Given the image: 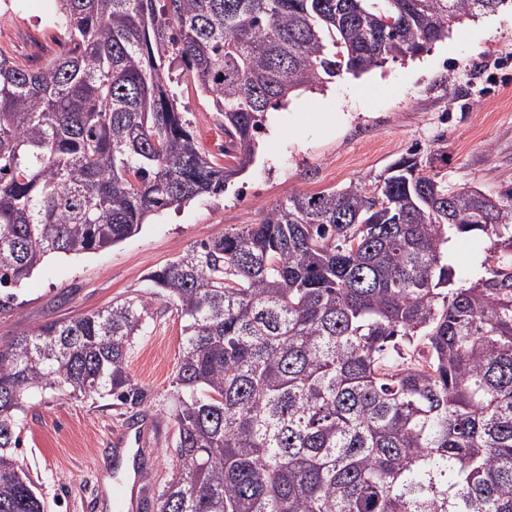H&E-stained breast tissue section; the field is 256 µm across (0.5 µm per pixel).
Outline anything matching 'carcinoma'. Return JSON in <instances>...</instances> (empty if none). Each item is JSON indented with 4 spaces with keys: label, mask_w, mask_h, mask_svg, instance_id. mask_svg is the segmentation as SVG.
Masks as SVG:
<instances>
[{
    "label": "carcinoma",
    "mask_w": 512,
    "mask_h": 512,
    "mask_svg": "<svg viewBox=\"0 0 512 512\" xmlns=\"http://www.w3.org/2000/svg\"><path fill=\"white\" fill-rule=\"evenodd\" d=\"M36 69L0 53V288L225 189L269 109L412 58L512 0H50ZM212 98L232 164L195 141L166 58ZM491 241L467 287L448 243ZM183 336L177 476L156 512H512V189L450 191L414 157L294 193L149 277ZM148 301L0 341V512H45L18 465L32 389L142 404L126 359ZM425 341V356L399 362Z\"/></svg>",
    "instance_id": "carcinoma-1"
}]
</instances>
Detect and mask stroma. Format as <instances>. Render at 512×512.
Returning <instances> with one entry per match:
<instances>
[{"label": "stroma", "mask_w": 512, "mask_h": 512, "mask_svg": "<svg viewBox=\"0 0 512 512\" xmlns=\"http://www.w3.org/2000/svg\"><path fill=\"white\" fill-rule=\"evenodd\" d=\"M62 37L48 0H0V49L17 63L41 65ZM177 104L203 150L223 157L224 130L211 99L185 78ZM257 142L253 163L224 192L155 215L138 235L104 250L47 257L17 287L11 308L0 311V340L147 295L148 274L218 231L259 223L296 192L376 179L409 155L455 190L496 195L512 187V12L464 20L415 58L297 91L268 112ZM146 323L127 362L146 394L140 406L50 390L25 399L16 457L47 512H110L112 433L131 424L158 422L164 429L150 445L148 498L176 474L169 392L180 322L174 305L153 300Z\"/></svg>", "instance_id": "35a3bbf8"}]
</instances>
